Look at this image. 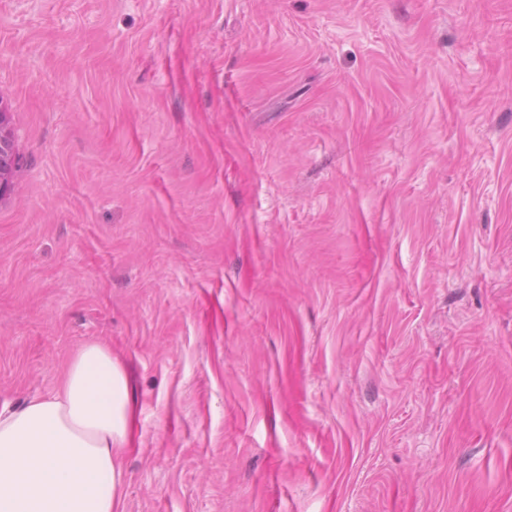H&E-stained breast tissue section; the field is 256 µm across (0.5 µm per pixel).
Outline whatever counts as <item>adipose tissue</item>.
Here are the masks:
<instances>
[{
	"mask_svg": "<svg viewBox=\"0 0 512 512\" xmlns=\"http://www.w3.org/2000/svg\"><path fill=\"white\" fill-rule=\"evenodd\" d=\"M136 407L111 351L80 347L54 392L0 410V512H122Z\"/></svg>",
	"mask_w": 512,
	"mask_h": 512,
	"instance_id": "ef3b65f1",
	"label": "adipose tissue"
}]
</instances>
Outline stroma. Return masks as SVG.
Masks as SVG:
<instances>
[{
    "label": "stroma",
    "mask_w": 512,
    "mask_h": 512,
    "mask_svg": "<svg viewBox=\"0 0 512 512\" xmlns=\"http://www.w3.org/2000/svg\"><path fill=\"white\" fill-rule=\"evenodd\" d=\"M0 408L131 376L124 512H512V0H0ZM18 161L19 156L16 154L14 137L6 119V112L0 109V197L7 188L9 177Z\"/></svg>",
    "instance_id": "obj_1"
}]
</instances>
